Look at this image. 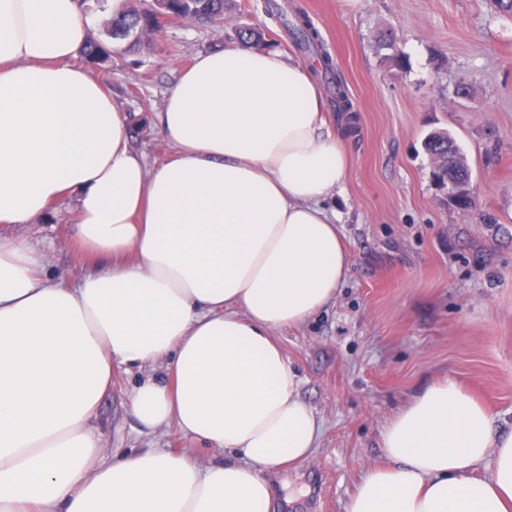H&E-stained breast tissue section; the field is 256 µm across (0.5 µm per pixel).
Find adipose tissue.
<instances>
[{
	"mask_svg": "<svg viewBox=\"0 0 512 512\" xmlns=\"http://www.w3.org/2000/svg\"><path fill=\"white\" fill-rule=\"evenodd\" d=\"M94 22L78 0H0V224L70 206L95 262L70 288L44 277L32 240L0 235V512H270L266 471L308 458L320 433L273 333L348 273L326 203L349 151L307 67L238 41L169 87L153 122L174 153L149 163L131 115L74 63ZM160 361L133 418L223 459L104 453L113 365ZM381 448L347 512H512V433L453 378L392 417Z\"/></svg>",
	"mask_w": 512,
	"mask_h": 512,
	"instance_id": "adipose-tissue-1",
	"label": "adipose tissue"
}]
</instances>
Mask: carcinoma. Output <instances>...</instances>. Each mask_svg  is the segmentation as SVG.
Masks as SVG:
<instances>
[{
	"label": "carcinoma",
	"instance_id": "cac0c4a2",
	"mask_svg": "<svg viewBox=\"0 0 512 512\" xmlns=\"http://www.w3.org/2000/svg\"><path fill=\"white\" fill-rule=\"evenodd\" d=\"M100 11L104 14L103 29L105 38L90 37L81 48L84 60L92 66L107 70L112 67V55H139L155 49L157 38L164 29L163 22L158 19L146 3L139 5L126 0V7L121 13H112L108 8V0H96ZM228 10V0H167V13L182 22H194L214 27H224L223 20ZM284 30L298 50L321 55L324 46L319 35L310 25L301 11L294 10V21L283 22ZM377 46L389 51L386 59L394 62L399 60L396 53L394 36L382 30L377 37ZM325 80L335 89L334 103L338 113H355L353 103L347 95L341 78L332 66L331 60L324 61ZM422 147L429 157H441L444 162L433 175L442 189L453 187L458 191L465 189L471 177L466 158L455 138L443 129H435L425 137Z\"/></svg>",
	"mask_w": 512,
	"mask_h": 512
}]
</instances>
